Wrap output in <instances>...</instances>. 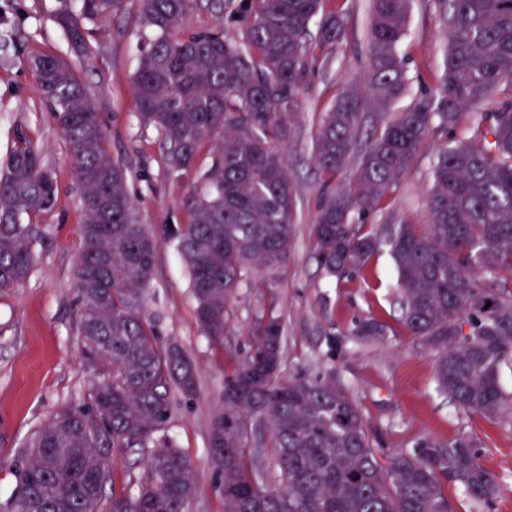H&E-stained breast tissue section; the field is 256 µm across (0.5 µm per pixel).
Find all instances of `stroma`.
<instances>
[{
	"mask_svg": "<svg viewBox=\"0 0 512 512\" xmlns=\"http://www.w3.org/2000/svg\"><path fill=\"white\" fill-rule=\"evenodd\" d=\"M77 0H0V168L19 138L43 152L59 190L56 207L38 219L49 238L36 247L30 276L13 291L0 294V506L16 483L12 468L31 431L66 405H82L93 383L112 367L89 364L79 336L77 268L83 217L80 192L71 172V147L36 90L28 65L31 56L52 53L71 58V49L55 14ZM139 0H125L91 42L95 56L80 76L107 128L106 147L130 172L129 189L138 201L142 222L157 236L159 249L144 313L160 343L179 345L195 362L198 392L192 400L174 397L167 435L194 463L196 495L190 512H224V499L208 462L211 422L220 407L224 376L247 342V331L268 291L260 283L242 289L230 310L223 349L211 347L194 318L190 278L167 229L186 223L193 207L192 188L210 161L202 151L197 167L182 180L170 179L160 151L161 137L142 127L131 100V80L142 44ZM324 8L342 15L345 29L328 73L310 74L302 108L288 139L279 147L284 168L297 193L293 255L279 273L278 309L286 325L283 377L314 380L336 376L358 405L369 431L386 456L413 447L422 438L449 444L472 438L484 467L501 487L491 505L478 510L460 483L447 492L456 512H512V415L489 421L460 412L440 396L434 383V357L400 322L397 274L388 251L341 279L325 276L312 247L311 229L321 201L323 177L314 165L313 141L320 117L336 92L363 88L367 75L368 0H325ZM447 18L438 0H412L400 49L409 79L406 94L391 109L366 106L361 130L339 184L352 186L373 130L381 128L425 92L437 90L443 67ZM445 132L425 140L408 172L368 220L386 234L393 224L428 223L426 199L431 163ZM384 323L388 333L369 345H352L325 359V337L348 333L365 318Z\"/></svg>",
	"mask_w": 512,
	"mask_h": 512,
	"instance_id": "obj_1",
	"label": "stroma"
}]
</instances>
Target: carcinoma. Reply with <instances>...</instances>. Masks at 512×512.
<instances>
[{
  "mask_svg": "<svg viewBox=\"0 0 512 512\" xmlns=\"http://www.w3.org/2000/svg\"><path fill=\"white\" fill-rule=\"evenodd\" d=\"M124 2L62 8L55 20L75 60L43 54L29 61L71 146L81 193L79 335L88 359L111 364L112 377L93 385L84 405L56 411L30 433L7 512H99L112 460L143 452L145 475L135 491L112 493V512H189L195 493L191 460L165 435L172 393L197 392L195 364L178 345L161 346L141 313L158 239L142 224L128 168L105 147L106 129L79 74L93 54L89 26H105ZM439 3L448 35L437 95L414 101L374 133L353 191L334 180L354 149L361 93L338 92L323 114L314 160L327 194L313 246L325 274L337 279L387 247L402 324L434 354L437 392L494 421L512 409L499 381L500 366L512 361V279L498 277L512 270V0ZM195 7L196 0H141V24L156 38L141 51L131 99L140 125L160 132L168 177L188 173L211 145L189 220L171 237L190 275L198 329L218 349L240 290L258 278L276 283L288 264L296 195L277 144L298 115L307 74L327 70L344 23L323 0H224L240 37L227 36L221 22L187 34ZM410 7L411 0H371L365 92L381 108L406 90L399 43ZM490 99L498 100L496 111L463 124L466 112ZM435 127L447 139L431 165L427 229L397 224L382 237L354 223L352 213L380 210ZM57 202L52 171L31 141L20 140L0 171L1 293L27 279L35 244L48 240L21 216L36 218ZM386 334L372 317L350 332L362 344ZM348 337L328 335V356ZM283 339L273 298L256 313L248 349L224 380L208 451L224 512H455L450 479L477 504L497 495L498 476L467 437L449 445L422 439L381 463L380 443L335 377H281Z\"/></svg>",
  "mask_w": 512,
  "mask_h": 512,
  "instance_id": "obj_1",
  "label": "carcinoma"
}]
</instances>
